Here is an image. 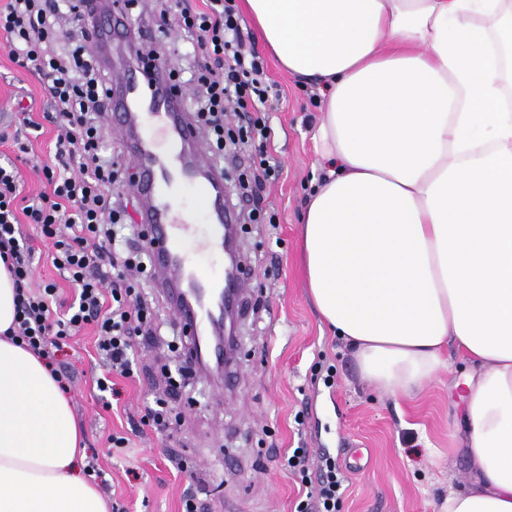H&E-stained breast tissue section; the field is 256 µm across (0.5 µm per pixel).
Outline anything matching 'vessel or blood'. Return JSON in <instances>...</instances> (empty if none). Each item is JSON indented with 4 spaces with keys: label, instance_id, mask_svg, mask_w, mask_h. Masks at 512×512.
Listing matches in <instances>:
<instances>
[{
    "label": "vessel or blood",
    "instance_id": "1",
    "mask_svg": "<svg viewBox=\"0 0 512 512\" xmlns=\"http://www.w3.org/2000/svg\"><path fill=\"white\" fill-rule=\"evenodd\" d=\"M128 20L106 10L94 41L111 49L116 27ZM167 63L138 56L122 60L110 87L113 128L126 143L136 173L133 185L142 201L140 219L147 237L154 280L167 293L189 338V357L206 364L224 362L217 332L247 286L238 265L224 274L199 272L201 257L224 256L230 215L224 208V179L210 148L188 112L184 89L166 84ZM197 197L190 216L182 195Z\"/></svg>",
    "mask_w": 512,
    "mask_h": 512
}]
</instances>
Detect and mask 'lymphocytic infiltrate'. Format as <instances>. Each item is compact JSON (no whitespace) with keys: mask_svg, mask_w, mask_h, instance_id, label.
<instances>
[{"mask_svg":"<svg viewBox=\"0 0 512 512\" xmlns=\"http://www.w3.org/2000/svg\"><path fill=\"white\" fill-rule=\"evenodd\" d=\"M201 2L198 8L169 7L159 13L160 29L187 34L181 55L207 59L190 75L174 69L170 77L191 88L190 110L216 158L225 156L228 114L249 119V126L239 130L241 143L250 148L253 170L252 182H241L240 188L249 193L276 172L268 160L269 132L260 118L268 103L264 64L249 53V36L233 0ZM65 12L76 32L57 53L49 44L57 37L55 20ZM94 24L93 13L79 0H6L0 5V36L14 62L46 79L54 107L46 119L56 129L54 160L40 168L47 188L28 205L17 201L21 169L11 161L0 164V259L16 285V315L7 330L11 340L41 358L67 387L73 377L59 367L57 354L65 339L93 328L96 351L109 371L97 387L106 393L112 389L110 375L133 376L134 341L152 325L153 309L127 282L129 271L148 274L146 247L131 244L125 233L126 208L113 206L106 194L121 167L103 154L98 108L110 92L89 41ZM24 221L37 225L51 244L53 267L74 288L70 301L60 300L56 282L36 281L33 252L20 229ZM341 489L335 462L326 461L297 512H337Z\"/></svg>","mask_w":512,"mask_h":512,"instance_id":"obj_1","label":"lymphocytic infiltrate"}]
</instances>
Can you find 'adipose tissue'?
Listing matches in <instances>:
<instances>
[{"mask_svg":"<svg viewBox=\"0 0 512 512\" xmlns=\"http://www.w3.org/2000/svg\"><path fill=\"white\" fill-rule=\"evenodd\" d=\"M289 74L316 81L321 177L302 218L322 321L364 378L425 387L451 348L473 474L441 512H512V0H244ZM0 512H108L74 473L70 405L4 338Z\"/></svg>","mask_w":512,"mask_h":512,"instance_id":"obj_1","label":"adipose tissue"}]
</instances>
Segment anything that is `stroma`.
<instances>
[{
  "label": "stroma",
  "mask_w": 512,
  "mask_h": 512,
  "mask_svg": "<svg viewBox=\"0 0 512 512\" xmlns=\"http://www.w3.org/2000/svg\"><path fill=\"white\" fill-rule=\"evenodd\" d=\"M272 86L268 151L280 174L262 194L273 224H246L241 249L253 267L239 323L237 387L222 395L203 375L183 378L170 398L169 431L141 425L147 406L165 387L179 355L170 349L176 323L160 289L156 320L162 334L138 342V377L116 378L109 403L98 397L103 369L91 333L67 339L59 360L74 377L68 390L84 434L86 454L105 472L100 491L110 512H181L195 494L205 512H295L303 499L301 477L287 465L289 452H309L311 470L333 458L343 476L339 512H440L449 490L467 485L465 424L454 384L466 370L457 357L418 393L394 395L361 376L350 347L333 336L312 306L304 281L300 217L320 148L313 134L321 119L317 85L285 72L253 35ZM42 81L13 63L0 42V160L14 158L18 143L32 162L49 161L55 129ZM40 122L32 130L30 121ZM30 166L21 192L34 197L44 185ZM128 449L111 447L112 434Z\"/></svg>",
  "instance_id": "1"
}]
</instances>
